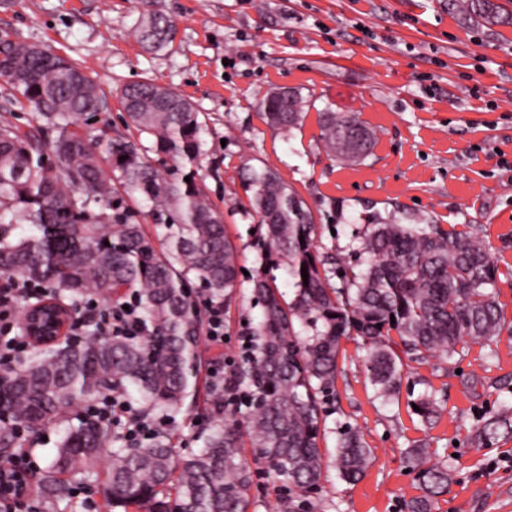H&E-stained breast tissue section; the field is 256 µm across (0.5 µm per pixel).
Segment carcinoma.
I'll list each match as a JSON object with an SVG mask.
<instances>
[{"label": "carcinoma", "mask_w": 512, "mask_h": 512, "mask_svg": "<svg viewBox=\"0 0 512 512\" xmlns=\"http://www.w3.org/2000/svg\"><path fill=\"white\" fill-rule=\"evenodd\" d=\"M448 9L478 24L512 25V11L494 0H448ZM172 28L171 19L148 10L132 35L143 48L163 51L173 41ZM0 78L12 87V102L34 114L24 127L0 122V271L46 283L41 296L68 310L90 295L114 302L135 293L141 303L139 335L102 336L87 316L84 338L68 334L53 345L32 346L24 364L0 384V463L16 455L13 422L30 431L68 422L54 459L35 477L37 498L45 504L60 499L69 481L89 476L93 461L109 451L103 494L110 509L249 512L254 472L243 459L246 435L257 458L287 484L284 512H320L326 464L319 438L324 405L334 398L342 339H362L370 382L379 398L391 401L402 381L391 333L406 354L450 360L499 335L496 266L474 228L373 224L351 245L366 267L349 272L341 258L331 261L317 251L314 216L303 198L275 171L250 165L243 186L259 218L254 245L261 265L249 281L261 320L245 325L251 349L226 365L224 399L212 400L224 426L187 458L174 457L162 436L112 450L122 441L118 430L89 414L68 419L66 408L103 401L130 385L145 415L178 407L196 382L202 325L190 282L210 299L227 300L241 287L238 247L194 170L163 174L135 140H106L88 128L92 117L109 110V100L79 64L11 40L0 45ZM118 95L127 124L154 138L155 151L190 163L201 156L203 122L188 99L151 80L125 85ZM261 106L268 125L289 131L301 120L304 101L293 89L276 88ZM372 139L358 116L324 113L327 152L355 161ZM124 195L150 207L166 231L168 254L157 253L131 211H120ZM17 224L27 225V234L14 237ZM330 263L343 273L338 287L329 283ZM279 267L294 287L289 301L268 278ZM240 393L252 408L244 426L229 402ZM414 404L421 421L430 423L435 394ZM428 455L420 447L406 452L419 490L405 502L406 512H433L436 498L448 490V466L428 464ZM372 460L358 429L340 435L335 467L341 479H361Z\"/></svg>", "instance_id": "cac0c4a2"}]
</instances>
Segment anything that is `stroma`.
I'll use <instances>...</instances> for the list:
<instances>
[{"label":"stroma","mask_w":512,"mask_h":512,"mask_svg":"<svg viewBox=\"0 0 512 512\" xmlns=\"http://www.w3.org/2000/svg\"><path fill=\"white\" fill-rule=\"evenodd\" d=\"M171 17V49L141 48L131 31L145 9ZM52 49L95 76L110 102L92 127L127 133L117 98L124 85L154 80L190 100L204 125L195 164L211 202L222 212L239 264L254 271L255 216L246 214L244 162L277 171L315 216L320 252L350 249L369 224L410 218L442 227L474 226L497 272L502 331L493 346L471 345L454 362L403 356L397 399L382 404L365 368L361 338L342 340L336 401L319 446L327 467L321 512H401L416 496L406 448H429L448 461L454 479L435 512H512V427L477 440L476 427L512 408V25L481 26L448 11L444 0H0V36ZM292 88L304 100L300 125L269 127L261 100ZM354 113L373 133L368 154L352 162L321 142L322 115ZM249 286L224 306V346L199 338L192 395L170 411L163 428L175 456L203 446L213 426L209 369L240 354L244 323L257 322ZM496 360H489V350ZM442 402L433 425L412 411L425 387ZM361 430L373 461L358 482L333 466L338 431ZM251 512H280L279 482L256 459ZM109 454L79 497L64 496L47 512H105L101 490Z\"/></svg>","instance_id":"obj_1"}]
</instances>
